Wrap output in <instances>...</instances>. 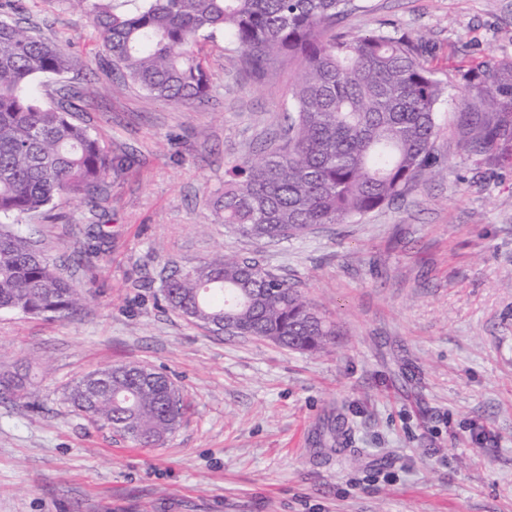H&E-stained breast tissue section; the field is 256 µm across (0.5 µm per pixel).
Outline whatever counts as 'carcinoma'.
<instances>
[{"label":"carcinoma","instance_id":"obj_1","mask_svg":"<svg viewBox=\"0 0 512 512\" xmlns=\"http://www.w3.org/2000/svg\"><path fill=\"white\" fill-rule=\"evenodd\" d=\"M86 13L120 74L154 98L182 105L203 100L209 76L194 52L200 39L224 35L253 75L274 58L297 76L286 137L235 161L217 216L242 237L288 240L321 224H346L440 173L434 152L437 108L446 92L426 60L423 37L373 30L350 35L336 18L352 0H71ZM71 56L0 14V311L69 317L84 295L24 235L19 223L55 198L103 195L112 157L73 102L44 106L31 90L40 75L64 74ZM474 95L460 115L465 148L499 159L512 149V64L463 75ZM163 300L213 332L319 351L336 325L288 279L256 260L218 254L162 280ZM65 400L93 426L141 447L162 445L187 404L166 375L135 362L96 371ZM29 396L25 378L0 373V398Z\"/></svg>","mask_w":512,"mask_h":512}]
</instances>
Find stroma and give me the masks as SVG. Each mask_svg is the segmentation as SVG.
<instances>
[{
	"label": "stroma",
	"mask_w": 512,
	"mask_h": 512,
	"mask_svg": "<svg viewBox=\"0 0 512 512\" xmlns=\"http://www.w3.org/2000/svg\"><path fill=\"white\" fill-rule=\"evenodd\" d=\"M344 32L424 37L447 94L445 170L348 224L258 243L218 221L225 173L285 124L292 70H240L223 38L197 46L208 97L159 101L113 73L70 0H13L72 71L34 87L46 105L90 90L77 122L120 162L98 204L57 198L21 230L87 290L81 311L0 312V512H512V158L464 147L461 76L512 63V0H354ZM294 282L338 329L320 353L214 334L165 308L162 277L218 252ZM139 362L188 409L163 445L90 425L64 396L84 375ZM343 421L332 440L328 428ZM31 395L25 386V378L17 373L1 372L0 373V398L7 397L16 400L27 398Z\"/></svg>",
	"instance_id": "35a3bbf8"
}]
</instances>
